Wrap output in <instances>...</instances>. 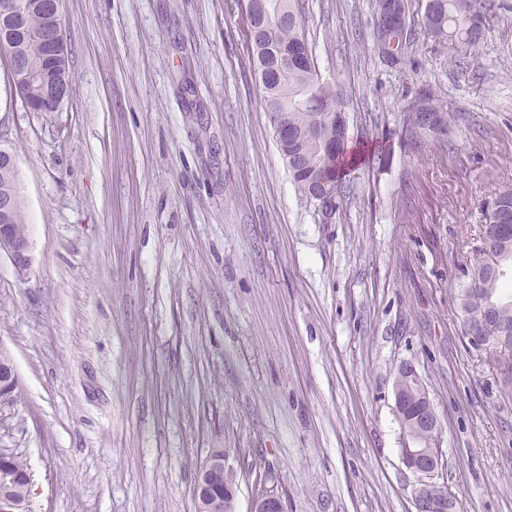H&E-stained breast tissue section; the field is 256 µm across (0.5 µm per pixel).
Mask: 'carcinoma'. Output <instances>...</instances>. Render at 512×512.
Masks as SVG:
<instances>
[{"mask_svg":"<svg viewBox=\"0 0 512 512\" xmlns=\"http://www.w3.org/2000/svg\"><path fill=\"white\" fill-rule=\"evenodd\" d=\"M263 14L247 19L248 36H253L256 27L261 28L259 38L263 45L252 43L253 56L260 60V47L270 53L288 54L305 59L306 64L291 69L282 75L272 76V89L264 94L266 111L269 113L288 110L293 122L288 129V151L297 159L309 161L311 167L290 171L292 183L301 197L308 200L312 194L315 178L332 183L336 196H341V171L347 162L348 137L344 136L337 118L348 113V101L341 90L322 83L314 63L312 50L302 31L301 24L284 21L285 11L296 13L293 0H263ZM374 12H383L405 20L410 13L409 0H374ZM425 9L432 13V24L425 33L442 41H455L470 47L476 46L483 36L485 23V0H426ZM411 42L402 40L398 30H393L388 39L387 60L383 64L391 69H404L410 64L408 50ZM25 54L31 65L39 69L44 66L43 49L34 39L25 43ZM431 114L440 125L448 123V106L434 98L431 92H419L408 100L402 109L401 137L414 150L419 151L433 138L424 115ZM506 218L512 227V183L502 185L496 193L495 207L485 209L483 219L492 224ZM490 257L487 263L502 269L512 266V231L488 243ZM502 278L494 277L491 271L483 272L480 287L484 302L477 304L469 300L471 286L466 284L458 293V304L464 316L478 318L490 312L508 327H512V297L501 296ZM406 436L419 446L431 441L428 432L411 427L413 412L406 409L398 413ZM9 473L14 480L0 481V496L12 503L13 512H28V487L24 477L30 474L27 463L13 454L8 461Z\"/></svg>","mask_w":512,"mask_h":512,"instance_id":"obj_1","label":"carcinoma"}]
</instances>
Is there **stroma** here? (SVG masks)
<instances>
[{
  "label": "stroma",
  "instance_id": "1",
  "mask_svg": "<svg viewBox=\"0 0 512 512\" xmlns=\"http://www.w3.org/2000/svg\"><path fill=\"white\" fill-rule=\"evenodd\" d=\"M372 0H296L357 157L330 223L296 192L263 108L239 0H64L73 94L30 112L0 56L31 265L0 259V352L19 394L0 448L30 512H196L210 449L235 512H415L395 404L416 369L457 512H512V386L462 335L482 213L512 182V0L475 47L424 32L374 56ZM446 137L400 140L422 86Z\"/></svg>",
  "mask_w": 512,
  "mask_h": 512
}]
</instances>
